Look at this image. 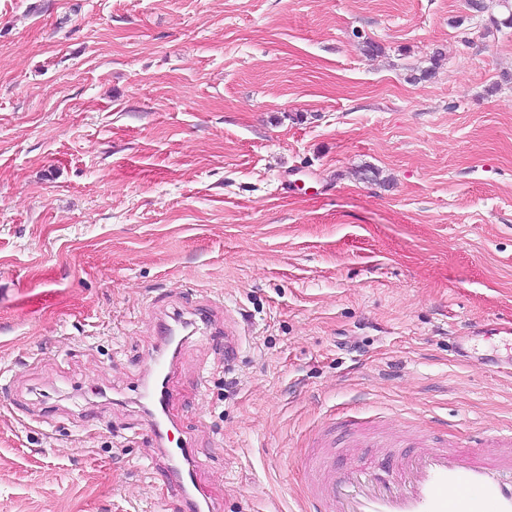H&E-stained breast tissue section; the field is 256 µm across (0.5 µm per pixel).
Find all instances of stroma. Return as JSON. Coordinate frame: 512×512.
Wrapping results in <instances>:
<instances>
[{
  "label": "stroma",
  "instance_id": "1",
  "mask_svg": "<svg viewBox=\"0 0 512 512\" xmlns=\"http://www.w3.org/2000/svg\"><path fill=\"white\" fill-rule=\"evenodd\" d=\"M484 2L0 0V512H174L139 389L195 306L226 333L178 347L174 439L222 512H303L315 448L391 479L439 418L498 452L512 27Z\"/></svg>",
  "mask_w": 512,
  "mask_h": 512
}]
</instances>
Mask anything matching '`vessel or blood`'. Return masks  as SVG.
<instances>
[{"label": "vessel or blood", "instance_id": "b4317fda", "mask_svg": "<svg viewBox=\"0 0 512 512\" xmlns=\"http://www.w3.org/2000/svg\"><path fill=\"white\" fill-rule=\"evenodd\" d=\"M179 325L161 324L160 345L151 357L142 400L153 408L148 429L155 440L167 437L172 394L167 387L174 361L167 351ZM503 443L510 454L484 455L448 451L430 443L417 452L402 456L398 475L390 483L379 482L359 468L344 478H332L311 485L306 512H512V430ZM171 485L179 512H222L215 502L199 505L182 476Z\"/></svg>", "mask_w": 512, "mask_h": 512}]
</instances>
